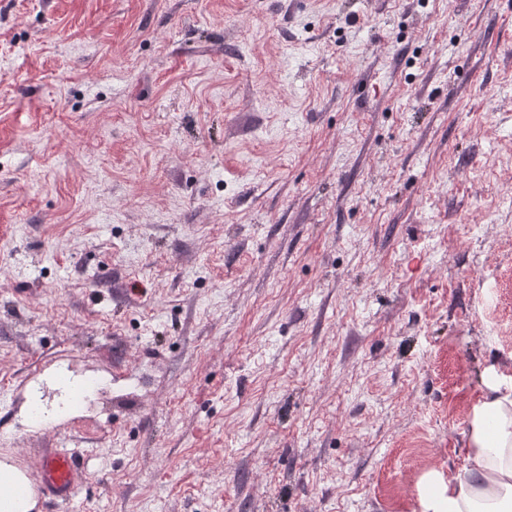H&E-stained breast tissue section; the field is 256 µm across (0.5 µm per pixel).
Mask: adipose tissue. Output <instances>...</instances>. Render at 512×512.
I'll return each mask as SVG.
<instances>
[{"label": "adipose tissue", "instance_id": "obj_1", "mask_svg": "<svg viewBox=\"0 0 512 512\" xmlns=\"http://www.w3.org/2000/svg\"><path fill=\"white\" fill-rule=\"evenodd\" d=\"M486 388L469 423L465 475L433 476L426 512H512V391L494 381Z\"/></svg>", "mask_w": 512, "mask_h": 512}]
</instances>
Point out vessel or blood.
Segmentation results:
<instances>
[{"label": "vessel or blood", "mask_w": 512, "mask_h": 512, "mask_svg": "<svg viewBox=\"0 0 512 512\" xmlns=\"http://www.w3.org/2000/svg\"><path fill=\"white\" fill-rule=\"evenodd\" d=\"M34 467V473L22 472L18 478L26 495L37 500V512H54L57 506L73 504L89 479L84 454L74 448L44 449Z\"/></svg>", "instance_id": "obj_1"}]
</instances>
